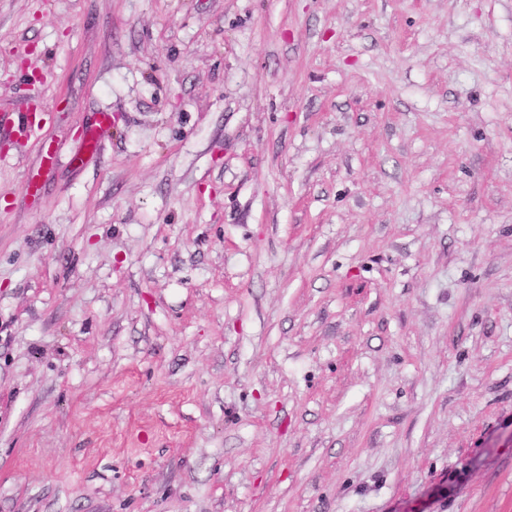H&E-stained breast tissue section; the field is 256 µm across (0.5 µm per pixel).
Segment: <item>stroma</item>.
<instances>
[{"label": "stroma", "mask_w": 512, "mask_h": 512, "mask_svg": "<svg viewBox=\"0 0 512 512\" xmlns=\"http://www.w3.org/2000/svg\"><path fill=\"white\" fill-rule=\"evenodd\" d=\"M0 512H512V0H0Z\"/></svg>", "instance_id": "1"}]
</instances>
